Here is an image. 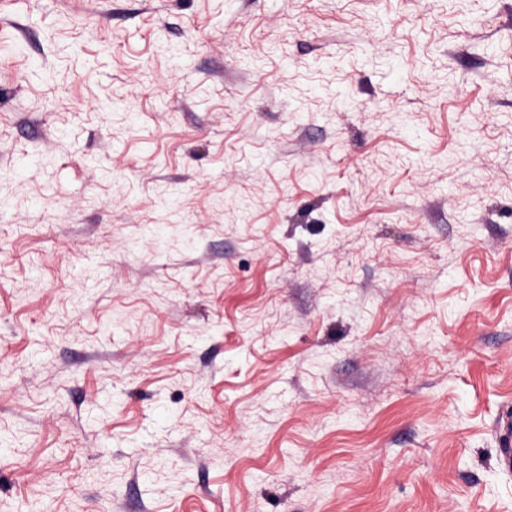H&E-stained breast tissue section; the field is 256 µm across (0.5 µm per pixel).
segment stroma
Here are the masks:
<instances>
[{
    "label": "stroma",
    "mask_w": 512,
    "mask_h": 512,
    "mask_svg": "<svg viewBox=\"0 0 512 512\" xmlns=\"http://www.w3.org/2000/svg\"><path fill=\"white\" fill-rule=\"evenodd\" d=\"M512 0H0V512H512ZM498 460L502 467L512 470V423L504 421L497 427Z\"/></svg>",
    "instance_id": "1"
}]
</instances>
